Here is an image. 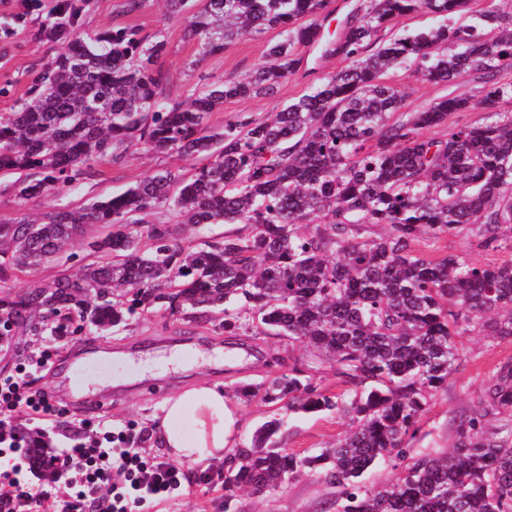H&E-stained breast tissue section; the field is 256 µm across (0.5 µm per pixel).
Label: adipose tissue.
Listing matches in <instances>:
<instances>
[{"instance_id":"obj_1","label":"adipose tissue","mask_w":512,"mask_h":512,"mask_svg":"<svg viewBox=\"0 0 512 512\" xmlns=\"http://www.w3.org/2000/svg\"><path fill=\"white\" fill-rule=\"evenodd\" d=\"M163 411L158 440L177 461L197 464L228 454L238 421L237 409L215 385L201 380L173 393L165 400ZM188 417L194 423L189 436L180 428Z\"/></svg>"}]
</instances>
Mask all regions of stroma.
Wrapping results in <instances>:
<instances>
[{"label": "stroma", "mask_w": 512, "mask_h": 512, "mask_svg": "<svg viewBox=\"0 0 512 512\" xmlns=\"http://www.w3.org/2000/svg\"><path fill=\"white\" fill-rule=\"evenodd\" d=\"M18 0H0V24L12 29L7 54L0 56V86L10 85L9 94L0 96V112L10 111L15 99L24 95L41 66L58 52L57 47L35 36L36 12L16 18ZM122 0H90L83 17V28L95 32L113 25H135L147 32H161L166 49L156 61L158 69L168 75L164 94L172 100L188 96L199 85L237 79L248 73L261 58L274 32L245 37L230 43L223 53L198 57L194 42L185 36L181 18L165 15L161 0H148L138 14L126 15ZM342 61L330 57L317 63L315 69L299 70L273 96L247 100H232L213 112L212 126H223L230 118L242 115L255 119L267 118L282 109L291 98L310 91L328 73L337 71ZM185 159L174 154H137L105 166L103 175L45 197L19 200L9 190L0 187V220L26 214L42 217L53 208L78 200L116 194L153 172L185 166ZM87 250L74 244L67 252L51 259L29 275L7 283L11 294L24 293L34 280L47 282L62 273L77 272L86 262ZM465 357L448 380L446 388L438 390L430 402L414 442L418 448H446L454 439V417L476 400L480 385L500 362L512 358V341H490L467 333L457 339ZM58 350L66 363L78 357L100 355L102 369L89 371L87 379L96 394L108 395L112 405L103 412L113 430L133 429L144 434L139 448L145 456H165L157 440V425L162 417L165 397L203 378L228 389L239 384L259 383L272 376L274 367L267 365L266 353L279 351L299 363L318 367L325 387L333 393L343 388L329 364L310 356L302 346H289L279 336H224L211 330L196 328L180 316L158 310L133 318L127 325L102 332L85 327L73 336H54L49 330L16 337L0 343V376L14 373L21 356L44 349ZM179 350L182 363L170 361L171 350ZM76 409L62 407L60 415L44 421H29L18 415L16 422L22 432L40 436L50 447L64 448L75 438L68 423ZM351 429V423L333 414L290 416L282 434V445L289 452L300 454L323 448L335 442ZM223 462L206 467L186 469L182 495L172 501L154 503L142 512H323L327 491L318 475L306 473L284 489L258 496L239 492L232 508L224 506L223 486L200 482L202 471L223 470Z\"/></svg>", "instance_id": "obj_1"}]
</instances>
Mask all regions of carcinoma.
<instances>
[{"instance_id": "cac0c4a2", "label": "carcinoma", "mask_w": 512, "mask_h": 512, "mask_svg": "<svg viewBox=\"0 0 512 512\" xmlns=\"http://www.w3.org/2000/svg\"><path fill=\"white\" fill-rule=\"evenodd\" d=\"M326 2L166 0L202 57L278 30L246 77L171 101L167 76L153 68L161 33L114 25L87 34V3L54 0L39 37L63 51L0 113V184L29 200L128 153L192 164L39 220L1 221L0 289L90 228L99 234L90 242L98 261L17 297L0 292V315L25 327L39 306L51 333L66 336L81 328L74 309L101 330L164 309L226 336H283L329 361L348 386L340 394H325L321 378L296 364L234 387L277 410L335 413L353 428L299 457L273 439L283 420L266 422L224 459L227 509L239 491L273 494L308 471L333 489L325 512H512V359L460 412L451 447H412L432 396L462 362L456 336L512 339V259L417 248L454 235L512 252V14L491 4L467 12V0H366L332 36L320 20ZM421 13L446 23L392 33L396 19ZM312 48L343 66L266 120L212 127L224 101L276 93ZM401 70L455 90L406 112ZM473 74L477 97L463 89ZM469 110L486 121L429 135ZM180 224L234 229L194 245ZM43 288L56 292L44 297ZM68 288L97 303H71ZM381 462L396 473L366 485Z\"/></svg>"}]
</instances>
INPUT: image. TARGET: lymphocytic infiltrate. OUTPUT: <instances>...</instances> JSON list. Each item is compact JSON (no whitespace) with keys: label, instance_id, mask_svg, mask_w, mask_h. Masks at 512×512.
Wrapping results in <instances>:
<instances>
[{"label":"lymphocytic infiltrate","instance_id":"lymphocytic-infiltrate-1","mask_svg":"<svg viewBox=\"0 0 512 512\" xmlns=\"http://www.w3.org/2000/svg\"><path fill=\"white\" fill-rule=\"evenodd\" d=\"M52 359L44 350L28 356L15 375L0 379V426L23 413L42 420L56 405L31 378ZM34 448L20 434H11L0 448V512H43L54 501L56 512H136L156 501L171 500L183 489L185 474L173 461L144 456L125 432L104 430L100 440L57 448L34 463ZM51 470L50 483H32L39 469Z\"/></svg>","mask_w":512,"mask_h":512}]
</instances>
